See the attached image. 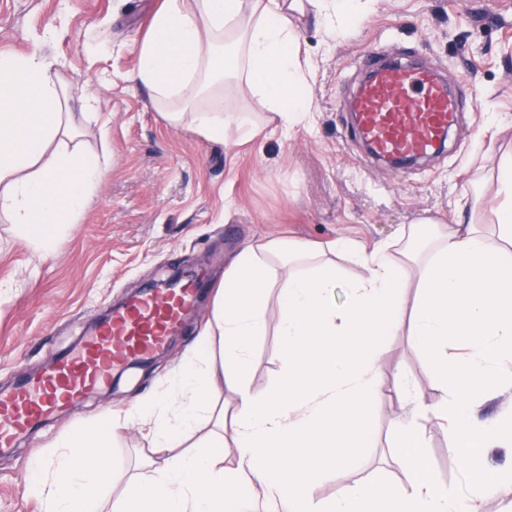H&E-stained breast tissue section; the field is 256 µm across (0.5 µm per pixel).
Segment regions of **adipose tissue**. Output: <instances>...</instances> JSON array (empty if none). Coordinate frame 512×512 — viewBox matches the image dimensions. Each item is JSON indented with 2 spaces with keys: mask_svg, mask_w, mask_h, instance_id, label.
Returning a JSON list of instances; mask_svg holds the SVG:
<instances>
[{
  "mask_svg": "<svg viewBox=\"0 0 512 512\" xmlns=\"http://www.w3.org/2000/svg\"><path fill=\"white\" fill-rule=\"evenodd\" d=\"M302 10L303 0H164L130 80L149 91L168 124L189 126L209 141L251 139L270 124L291 130L309 116L297 53ZM56 65L39 47L0 54V218L47 251L60 225L74 223L92 203L110 163L73 146L70 100ZM492 212L496 237L484 236L470 218L451 229L438 226L424 259L407 251L395 262L350 238L331 243L326 258L288 239L243 249L212 308L207 338L220 342V357L193 356L163 398L145 400L129 417L147 428L154 447L176 454L132 476L113 512H249L260 493L279 512H476L482 498L511 489L508 468L448 493L415 452L410 489L363 482L320 508L310 496L326 468L343 465L349 449L367 443L369 417L384 392L383 340L404 330L441 394L431 404L402 394L412 405L411 416L395 423L403 446H420L417 420L430 416L447 421L449 438L468 453L512 447V410L483 420L474 415L478 393L493 390L512 368V153L498 163ZM338 255L365 270L347 282L341 308L333 300ZM274 283L284 374L265 395L251 391L245 377ZM412 287L421 294L409 312ZM452 340L465 355L449 356ZM220 384L235 395L231 469L219 465L228 423L212 403ZM203 420L215 422L216 433L184 450ZM116 433L109 422L73 430L36 461L27 495L44 512H97Z\"/></svg>",
  "mask_w": 512,
  "mask_h": 512,
  "instance_id": "1",
  "label": "adipose tissue"
}]
</instances>
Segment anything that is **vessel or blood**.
Returning <instances> with one entry per match:
<instances>
[{
  "label": "vessel or blood",
  "instance_id": "obj_1",
  "mask_svg": "<svg viewBox=\"0 0 512 512\" xmlns=\"http://www.w3.org/2000/svg\"><path fill=\"white\" fill-rule=\"evenodd\" d=\"M365 81L351 103L356 133L381 158H414L436 151L454 122L447 84L433 71L405 59L378 65L366 56ZM208 282L193 271L171 288L135 297L97 323L78 353L61 357L34 377L0 392V448L12 447L38 422H44L89 391L105 385L112 369L145 359L179 332L194 312Z\"/></svg>",
  "mask_w": 512,
  "mask_h": 512
}]
</instances>
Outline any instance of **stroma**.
Masks as SVG:
<instances>
[{"label": "stroma", "mask_w": 512, "mask_h": 512, "mask_svg": "<svg viewBox=\"0 0 512 512\" xmlns=\"http://www.w3.org/2000/svg\"><path fill=\"white\" fill-rule=\"evenodd\" d=\"M161 2L0 0V54L27 53L47 25L56 26L47 52L61 62L63 82L75 95L91 92L101 102L97 116L74 114L78 142L111 155L95 200L49 254L18 240L0 220V388L41 373L78 346L110 305L174 269H205L213 283L201 292L177 344L152 367L90 391L78 407L0 450V512H43L26 494L33 461L50 455L78 423L93 426L110 417L123 426L110 448L113 494L143 472L155 456L152 442L139 427L124 426L125 414L137 399L161 393L197 347L224 272L246 244L288 237L324 246L345 235L369 250L395 249L420 219L451 226L476 197H491L498 160L512 151V0H375L338 40L321 17L306 11L299 56L310 120L287 133L268 127L241 144L172 128L152 109L147 90H131L127 77ZM370 51L415 56L476 100V111L460 113L447 153L425 167L392 169L371 161L351 137L346 102L362 79L360 57ZM278 315L273 286L246 378L261 394L283 375ZM421 359L409 336L386 337L385 394L372 412L373 438L315 481V502L365 481L408 486L392 423L407 412L399 388L426 402L439 397ZM423 432L422 454L436 482L451 491L465 484L460 450L445 425L428 420Z\"/></svg>", "instance_id": "obj_1"}]
</instances>
